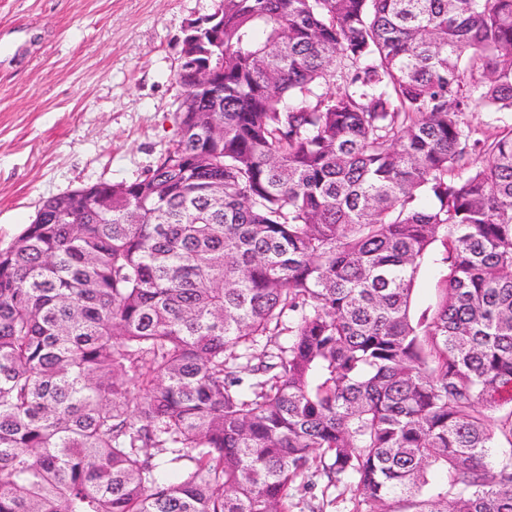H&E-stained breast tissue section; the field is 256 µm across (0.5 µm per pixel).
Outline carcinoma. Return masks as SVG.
I'll return each mask as SVG.
<instances>
[{"label": "carcinoma", "mask_w": 512, "mask_h": 512, "mask_svg": "<svg viewBox=\"0 0 512 512\" xmlns=\"http://www.w3.org/2000/svg\"><path fill=\"white\" fill-rule=\"evenodd\" d=\"M200 22L155 164L0 249V512H294L319 478L512 512V128L467 120L512 112V0ZM468 119L475 127H512V112H473Z\"/></svg>", "instance_id": "cac0c4a2"}]
</instances>
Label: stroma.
Masks as SVG:
<instances>
[{
	"instance_id": "35a3bbf8",
	"label": "stroma",
	"mask_w": 512,
	"mask_h": 512,
	"mask_svg": "<svg viewBox=\"0 0 512 512\" xmlns=\"http://www.w3.org/2000/svg\"><path fill=\"white\" fill-rule=\"evenodd\" d=\"M217 0H0V246L48 198L138 178L176 137L184 29Z\"/></svg>"
}]
</instances>
